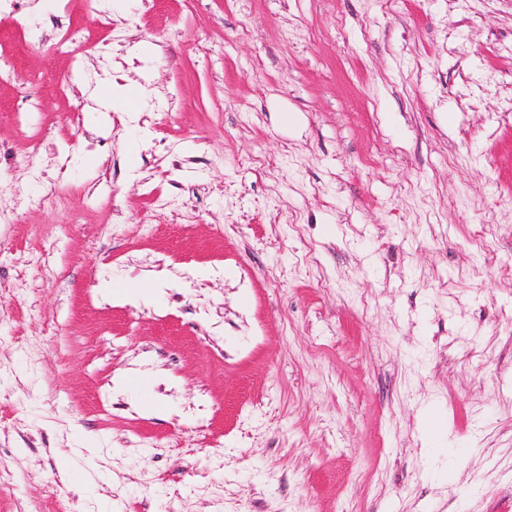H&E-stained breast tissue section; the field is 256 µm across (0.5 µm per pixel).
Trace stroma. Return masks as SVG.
Returning <instances> with one entry per match:
<instances>
[{"label": "stroma", "mask_w": 512, "mask_h": 512, "mask_svg": "<svg viewBox=\"0 0 512 512\" xmlns=\"http://www.w3.org/2000/svg\"><path fill=\"white\" fill-rule=\"evenodd\" d=\"M61 13L0 14V512H512V0H109L70 84Z\"/></svg>", "instance_id": "35a3bbf8"}]
</instances>
